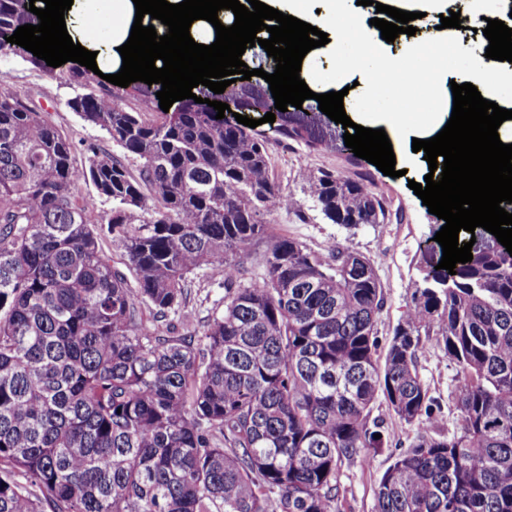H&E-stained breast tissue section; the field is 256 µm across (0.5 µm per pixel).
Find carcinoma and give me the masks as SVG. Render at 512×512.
I'll return each instance as SVG.
<instances>
[{
    "label": "carcinoma",
    "instance_id": "carcinoma-1",
    "mask_svg": "<svg viewBox=\"0 0 512 512\" xmlns=\"http://www.w3.org/2000/svg\"><path fill=\"white\" fill-rule=\"evenodd\" d=\"M39 23L0 0V54ZM72 74L84 92L67 107L124 154L75 164L47 113L0 89V512H338L343 461L383 448L381 398L420 430L380 478L376 512H512V255L494 235L455 275L414 283L383 344L365 256L338 244L322 260L268 235L264 218L287 200L263 133L192 99L151 122L96 93L91 70ZM161 88L133 83L153 108ZM192 93L238 111L234 83ZM265 111L282 138L326 145L286 126L296 107ZM307 180L330 221L387 220L362 178ZM80 181L112 203L101 223L127 271L99 246L97 198L74 194ZM264 237V273L249 277L241 257ZM216 267L223 312L201 336L175 334L189 276ZM432 329L462 374L453 437L417 370Z\"/></svg>",
    "mask_w": 512,
    "mask_h": 512
}]
</instances>
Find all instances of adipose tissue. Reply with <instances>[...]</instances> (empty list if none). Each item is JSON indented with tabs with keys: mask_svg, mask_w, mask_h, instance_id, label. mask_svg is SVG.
Masks as SVG:
<instances>
[{
	"mask_svg": "<svg viewBox=\"0 0 512 512\" xmlns=\"http://www.w3.org/2000/svg\"><path fill=\"white\" fill-rule=\"evenodd\" d=\"M90 2L91 0H73L71 9L65 13L67 31L73 42L95 52L99 69L117 70L122 62L119 48L130 36L135 19V5L133 0H105L114 23L106 33L96 36L90 29V21L96 17L97 11L91 7ZM360 36L359 46L351 49L350 54L369 90L367 117L383 123L396 160L407 162L409 155L406 146L410 139H429L441 131L443 117L448 113V101L440 97L433 98L432 110L423 113L422 123L415 130L409 129L401 120L383 118L382 112L387 107L388 95L395 83L423 84L428 62L426 57L418 53L400 59L386 56L374 58L372 30L361 27Z\"/></svg>",
	"mask_w": 512,
	"mask_h": 512,
	"instance_id": "ef3b65f1",
	"label": "adipose tissue"
}]
</instances>
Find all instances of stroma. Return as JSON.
I'll use <instances>...</instances> for the list:
<instances>
[{"label":"stroma","instance_id":"obj_1","mask_svg":"<svg viewBox=\"0 0 512 512\" xmlns=\"http://www.w3.org/2000/svg\"><path fill=\"white\" fill-rule=\"evenodd\" d=\"M439 23V15H432L418 23L415 35H402L390 43L378 41L377 51L392 57H404L417 49L430 53ZM483 45L480 34L473 30H455L448 66L432 76L430 88L442 94L451 82H463L469 62L481 56ZM309 68L314 74L317 93H328L343 86L349 88L352 102L363 100L364 88L357 83L358 75L352 62L344 63L339 55L321 52L311 56ZM0 86L28 106L50 114L73 142L77 165H87L92 150H112L113 144L103 131L83 122L67 108V101L78 90L67 66L38 68L26 61L24 54L12 52L0 57ZM267 149L272 176L281 194L294 202L293 207L277 209L267 216L270 234L294 238L321 257L339 244L350 245L367 257L381 282L385 298L376 328L380 340L388 341L407 310L414 283L419 278L421 254L431 230L439 222L409 187L410 182H423L429 172L427 161L422 155H413L406 166V175L392 178L353 152L331 147L312 150L304 143L285 140L273 133L267 136ZM338 169L365 174L368 184L382 196L389 213L393 214V221L347 227L328 220L310 197L306 178L312 172ZM223 309V277L208 270L197 271L188 280L187 317L178 320L177 325L181 330L202 334L209 318ZM417 364L441 412L440 427L450 436L459 433L461 421L455 388L460 375L455 364L439 348L436 337H423ZM373 414L383 421L387 442L370 463L358 458L342 463L338 492L340 512H374L381 476L394 456L407 450L418 433L416 425L398 419L385 403H377Z\"/></svg>","mask_w":512,"mask_h":512}]
</instances>
